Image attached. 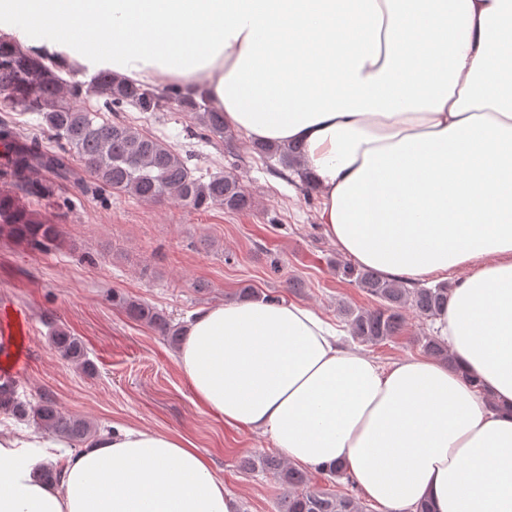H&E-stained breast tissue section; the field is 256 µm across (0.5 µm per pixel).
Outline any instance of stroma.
<instances>
[{
    "label": "stroma",
    "mask_w": 512,
    "mask_h": 512,
    "mask_svg": "<svg viewBox=\"0 0 512 512\" xmlns=\"http://www.w3.org/2000/svg\"><path fill=\"white\" fill-rule=\"evenodd\" d=\"M111 118L171 144L196 174L232 173L254 205L196 211L101 194L77 170L54 197L31 203L59 225L61 245L41 253L0 236V379L13 381L21 398L51 400L101 430L117 423L182 434L210 459L238 512H277L283 486L244 466L248 457L275 454L271 440L198 407L176 347L130 319L119 300L144 301L184 327L197 309L237 301L249 285L263 295L279 292L284 302L304 305L340 329L347 326L344 308H371L375 301L338 276L347 257L320 222L319 192H304L294 172L252 153L243 133L230 141L202 139L187 113L131 105ZM290 279L296 288H287ZM57 327L83 341L93 373L55 353L50 336ZM433 333L432 321L409 314L395 338L364 351L383 364L417 357L423 337Z\"/></svg>",
    "instance_id": "1"
}]
</instances>
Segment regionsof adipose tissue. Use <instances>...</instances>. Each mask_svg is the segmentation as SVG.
Segmentation results:
<instances>
[{
  "label": "adipose tissue",
  "instance_id": "1",
  "mask_svg": "<svg viewBox=\"0 0 512 512\" xmlns=\"http://www.w3.org/2000/svg\"><path fill=\"white\" fill-rule=\"evenodd\" d=\"M0 35L88 75L202 85L226 127L302 146L344 254L410 284L456 272L434 318L449 366L380 364L262 300L198 311L177 364L209 414L343 465L386 512H512V0H0ZM70 445L0 435V512H235L183 435ZM53 448L57 481L36 480Z\"/></svg>",
  "mask_w": 512,
  "mask_h": 512
}]
</instances>
